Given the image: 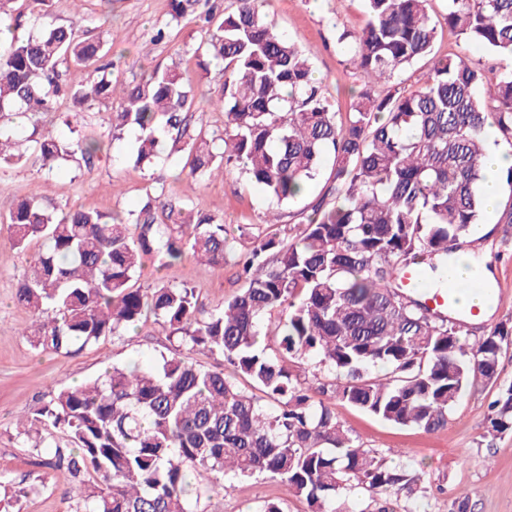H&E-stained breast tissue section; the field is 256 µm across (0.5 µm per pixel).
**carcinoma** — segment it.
I'll list each match as a JSON object with an SVG mask.
<instances>
[{
  "instance_id": "carcinoma-1",
  "label": "carcinoma",
  "mask_w": 512,
  "mask_h": 512,
  "mask_svg": "<svg viewBox=\"0 0 512 512\" xmlns=\"http://www.w3.org/2000/svg\"><path fill=\"white\" fill-rule=\"evenodd\" d=\"M198 2L171 0L172 19ZM265 2L231 0L206 19L207 51L224 62L217 152L204 134L188 133L195 86L178 67L120 87L102 38L74 22L0 42V166L91 167L98 139H63L35 124L22 140L3 120L32 122L61 97L118 99L111 137L138 132L135 163L177 131L187 136L191 176L239 170L273 204L264 223L277 224V208L300 198L333 154V201L253 246L239 293L204 317L186 281L148 291L131 282L145 255L164 267L188 255L224 264L236 238L216 217L150 201L127 216L82 207L58 215L36 192L9 210L12 246L44 245L16 292L34 317L35 348L71 354L149 321L175 343L154 366H114L59 386L17 432L34 453L52 448L46 465L82 489L75 512H195L201 496L225 490L226 475L276 479L310 512H336L343 491L380 494L409 478L364 449L326 400L434 432L469 388L498 383L512 330L496 325L471 344L419 298L424 279L410 288L399 274L427 257L447 279L448 254L481 223L489 130L512 139V0H446L448 28L502 61L492 78L464 48L434 54L429 0H364L365 27L336 34L363 79L340 123L310 58L275 30ZM422 59L430 67L420 87L376 89ZM273 311L271 329L264 316ZM197 351L222 357L233 374L196 363ZM302 363L318 380V400L294 373ZM493 406L492 430L511 428L512 385Z\"/></svg>"
}]
</instances>
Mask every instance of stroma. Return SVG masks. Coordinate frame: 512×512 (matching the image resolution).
<instances>
[{"label":"stroma","mask_w":512,"mask_h":512,"mask_svg":"<svg viewBox=\"0 0 512 512\" xmlns=\"http://www.w3.org/2000/svg\"><path fill=\"white\" fill-rule=\"evenodd\" d=\"M277 30L293 39L311 58L334 110L347 113L352 95L361 87L349 53L336 46L342 30H360L367 21L362 0H267L265 7ZM80 21L95 29L111 49L112 76L123 83L138 82L156 68L178 66L201 90L190 108L192 133L219 139L224 135V116L212 100L224 83V69L205 60V34L194 18L174 21L169 0H85L74 11L71 0H53L47 18L51 24ZM162 41H154L156 31ZM111 110L102 105L83 112L79 133L104 137V149L89 168L65 164L51 171L26 163L0 166V218L13 202L38 189L44 203L62 210L93 207L109 214H127L140 209L149 198L192 212L222 219L228 232L237 237L236 251L219 266L184 262L159 268L147 255L133 281L144 290L166 281H189L205 310H213L238 293L243 282L238 262L253 241L275 232L265 223L269 200L244 175L191 178L184 172L186 161L182 140H168L164 151L149 163L137 165L130 158L135 146L134 131L108 140ZM331 161H324L320 176L294 204L282 206L285 224L304 223L313 205L327 196ZM512 210V185L501 184L496 211L484 213L477 226L470 255L482 259L491 271L502 296L501 307L488 319L472 318L469 342H477L490 327L512 325V224L503 223V213ZM32 243L18 251L10 242L6 226L0 225V485L14 490L38 486L31 495L11 506V512H74L78 495L65 471L49 468V449L32 454L21 448L17 426L32 416L59 385H78L102 374L115 364H155L167 347V334L147 324L142 331L119 339L105 338L74 355L43 352L34 348L22 330L32 316L15 298L25 272L40 251ZM499 388L476 386L458 400L448 413V425L433 433L398 427L366 414L338 399L330 406L351 436L379 456L398 450L396 464L404 466L414 482L410 487L378 495L357 490L337 497L340 512H453L457 498L467 497L468 512H512V429L491 431L490 404ZM283 501L285 512H309L305 501L288 496L277 482L253 479L227 488L224 494L201 501L202 512H260L264 501Z\"/></svg>","instance_id":"35a3bbf8"}]
</instances>
